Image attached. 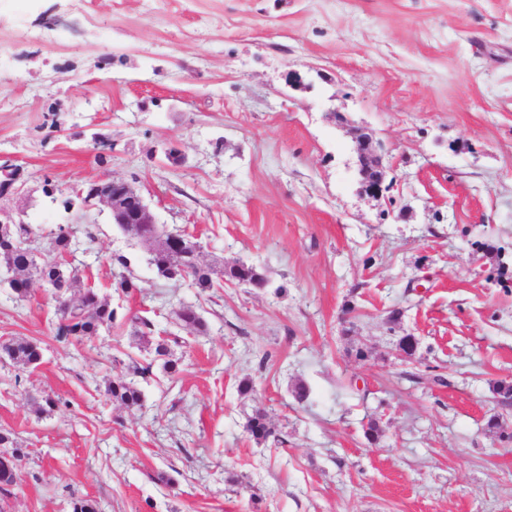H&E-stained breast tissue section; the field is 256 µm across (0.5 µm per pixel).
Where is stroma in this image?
Wrapping results in <instances>:
<instances>
[{"label": "stroma", "mask_w": 512, "mask_h": 512, "mask_svg": "<svg viewBox=\"0 0 512 512\" xmlns=\"http://www.w3.org/2000/svg\"><path fill=\"white\" fill-rule=\"evenodd\" d=\"M353 126L379 145L382 198L360 191ZM4 161L25 188L0 206L45 235L90 231L89 274L120 317L64 344L40 285L23 302L0 290V339L42 349L33 370L0 359L21 455L0 512H512L496 394L512 382V0H0ZM106 175L204 262L255 264L268 287L159 279L106 208L42 193ZM112 253L130 294L110 286ZM183 305L205 333L183 329ZM134 313L179 374L137 344ZM135 362L152 372L130 412L104 387ZM259 407L265 443L246 430ZM112 267L113 282L111 288L118 294L127 295L133 288L137 287L133 274L130 270V262L125 255L115 254L108 259Z\"/></svg>", "instance_id": "1"}]
</instances>
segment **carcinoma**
Returning a JSON list of instances; mask_svg holds the SVG:
<instances>
[{"label":"carcinoma","mask_w":512,"mask_h":512,"mask_svg":"<svg viewBox=\"0 0 512 512\" xmlns=\"http://www.w3.org/2000/svg\"><path fill=\"white\" fill-rule=\"evenodd\" d=\"M43 194L52 205L59 204L64 210L71 211L72 197L62 192L49 179L44 180ZM75 239L69 225L58 226L57 232L44 248L40 245L38 228L32 224H5L0 227V265L12 270L10 284L12 296L17 301H25L31 294L33 280L38 279L54 288L55 339L69 344H86L94 340L100 331L112 328L117 320L118 310L106 297H101L92 288H79V297L74 298L70 290L78 288L79 277L69 270L66 256L72 253L71 243ZM198 242L185 235L173 244H166L157 250L150 261L156 267L159 276L166 280L191 282V286L206 291L221 286L229 280L239 285L251 286L261 282L260 271L247 263L235 262L220 268L205 265L196 259ZM113 282L111 288L118 294L127 295L137 287L130 270L128 258L122 254L109 257ZM181 326L190 333H200L205 329L203 318L190 307H181L177 313ZM130 321L135 326L134 335L141 341L150 342L154 337L155 324L145 316H133ZM0 353L5 354L14 366L25 370L40 364L42 353L40 346L29 340L9 339L0 342ZM155 354L163 358L162 370L173 377L179 373V363L170 358L167 346L158 343ZM152 373V364L134 365L130 372L113 378L105 383L104 394L112 402L129 411H138L144 407L145 396L138 385L137 378H145ZM246 430L250 436L261 443L272 435L267 414L256 409L248 417Z\"/></svg>","instance_id":"obj_1"}]
</instances>
